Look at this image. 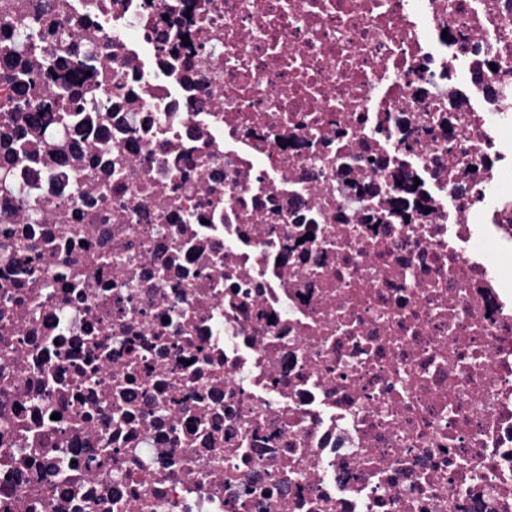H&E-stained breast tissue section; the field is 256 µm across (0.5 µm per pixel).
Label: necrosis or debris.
<instances>
[{
  "label": "necrosis or debris",
  "instance_id": "obj_1",
  "mask_svg": "<svg viewBox=\"0 0 512 512\" xmlns=\"http://www.w3.org/2000/svg\"><path fill=\"white\" fill-rule=\"evenodd\" d=\"M0 512H512V0H0Z\"/></svg>",
  "mask_w": 512,
  "mask_h": 512
}]
</instances>
